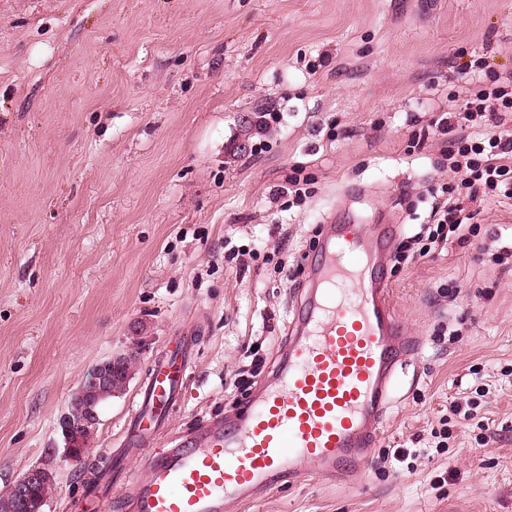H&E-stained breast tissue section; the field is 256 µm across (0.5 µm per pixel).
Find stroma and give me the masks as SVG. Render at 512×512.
<instances>
[{
    "instance_id": "1",
    "label": "stroma",
    "mask_w": 512,
    "mask_h": 512,
    "mask_svg": "<svg viewBox=\"0 0 512 512\" xmlns=\"http://www.w3.org/2000/svg\"><path fill=\"white\" fill-rule=\"evenodd\" d=\"M507 72L512 0H0V493L46 464L43 512H132L93 497L90 471L119 447L152 358L196 341L162 445L233 420L288 341L303 254L330 224L409 236L453 178L442 137L407 153L419 118ZM268 108L283 120L263 130ZM300 169L312 197L274 200ZM476 222L387 275L419 355L365 473L339 488L303 462L237 512H512V268L480 250L512 240V201ZM129 352L124 391L67 461L74 393ZM67 415L68 413L62 417L59 423L65 443L64 456L71 462H81L88 451L87 442L68 426L64 419Z\"/></svg>"
}]
</instances>
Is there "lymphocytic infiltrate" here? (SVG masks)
I'll return each instance as SVG.
<instances>
[{
    "label": "lymphocytic infiltrate",
    "instance_id": "lymphocytic-infiltrate-1",
    "mask_svg": "<svg viewBox=\"0 0 512 512\" xmlns=\"http://www.w3.org/2000/svg\"><path fill=\"white\" fill-rule=\"evenodd\" d=\"M464 107L465 123L455 124L449 116L435 122L450 137L446 156L456 180L443 187L444 198L433 212L427 236L402 243L394 254L396 263L444 248L449 239L471 231L475 214L464 207V200H512V130L499 126L501 113L512 112V73L494 76L490 85L471 93Z\"/></svg>",
    "mask_w": 512,
    "mask_h": 512
}]
</instances>
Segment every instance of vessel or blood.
Returning <instances> with one entry per match:
<instances>
[{"mask_svg":"<svg viewBox=\"0 0 512 512\" xmlns=\"http://www.w3.org/2000/svg\"><path fill=\"white\" fill-rule=\"evenodd\" d=\"M388 256L385 235L330 225L288 346L258 395L235 420L150 455L184 389L193 347L152 360L119 454L146 465L145 476H128L137 512H233L295 478L301 461L339 484L363 473L394 377L415 353L388 301Z\"/></svg>","mask_w":512,"mask_h":512,"instance_id":"obj_1","label":"vessel or blood"}]
</instances>
